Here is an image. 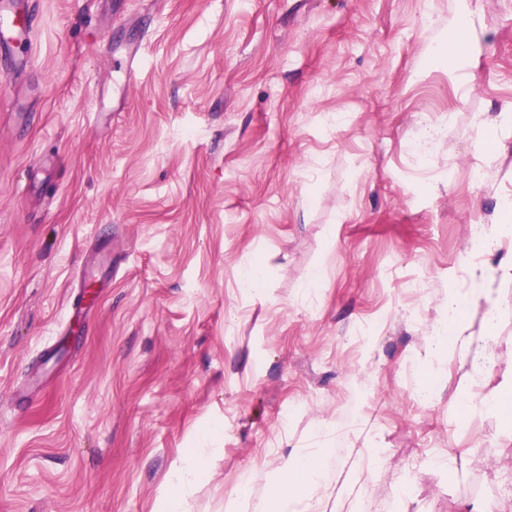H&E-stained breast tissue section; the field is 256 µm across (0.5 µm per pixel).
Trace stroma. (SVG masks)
I'll use <instances>...</instances> for the list:
<instances>
[{
    "mask_svg": "<svg viewBox=\"0 0 512 512\" xmlns=\"http://www.w3.org/2000/svg\"><path fill=\"white\" fill-rule=\"evenodd\" d=\"M16 3L0 512H156L202 442L188 512L244 483L276 512L298 454L330 487L308 512H512V422L484 405L512 372V243L469 237L512 225V0ZM477 268L478 370L440 331Z\"/></svg>",
    "mask_w": 512,
    "mask_h": 512,
    "instance_id": "35a3bbf8",
    "label": "stroma"
}]
</instances>
